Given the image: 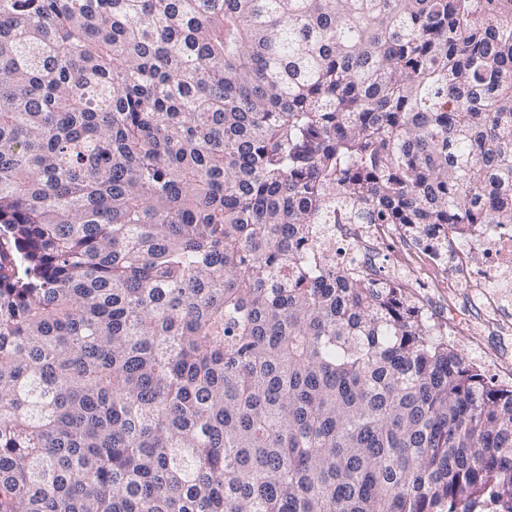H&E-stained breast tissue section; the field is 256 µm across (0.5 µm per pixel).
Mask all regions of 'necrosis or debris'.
<instances>
[{"label": "necrosis or debris", "mask_w": 512, "mask_h": 512, "mask_svg": "<svg viewBox=\"0 0 512 512\" xmlns=\"http://www.w3.org/2000/svg\"><path fill=\"white\" fill-rule=\"evenodd\" d=\"M383 244L390 245L395 265H407L415 287L469 289V299L448 303L444 325L449 336L472 339L483 325L512 331V322L502 317L504 301L512 298L511 224H481L472 232L452 229L447 238L419 247L389 224H334L321 248L337 261L353 252L348 272L370 279L377 275L375 253Z\"/></svg>", "instance_id": "necrosis-or-debris-1"}]
</instances>
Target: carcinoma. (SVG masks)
Wrapping results in <instances>:
<instances>
[{
	"label": "carcinoma",
	"mask_w": 512,
	"mask_h": 512,
	"mask_svg": "<svg viewBox=\"0 0 512 512\" xmlns=\"http://www.w3.org/2000/svg\"><path fill=\"white\" fill-rule=\"evenodd\" d=\"M512 0H0V512H512V386L329 224H512Z\"/></svg>",
	"instance_id": "obj_1"
}]
</instances>
